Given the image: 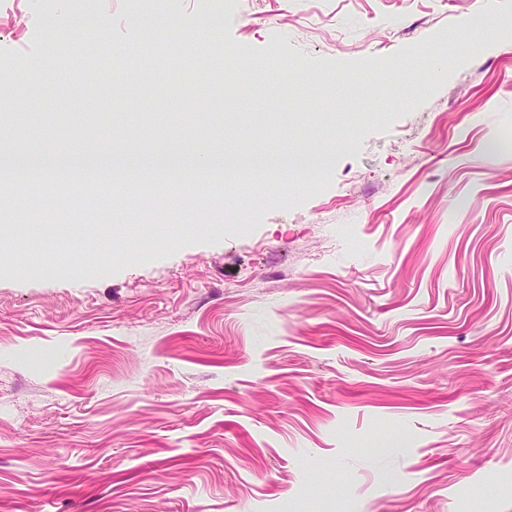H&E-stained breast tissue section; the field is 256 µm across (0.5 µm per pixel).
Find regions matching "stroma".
<instances>
[{
	"label": "stroma",
	"instance_id": "obj_1",
	"mask_svg": "<svg viewBox=\"0 0 512 512\" xmlns=\"http://www.w3.org/2000/svg\"><path fill=\"white\" fill-rule=\"evenodd\" d=\"M480 2L0 8L1 151L334 173L244 237L0 280V512H512V0L456 49Z\"/></svg>",
	"mask_w": 512,
	"mask_h": 512
}]
</instances>
